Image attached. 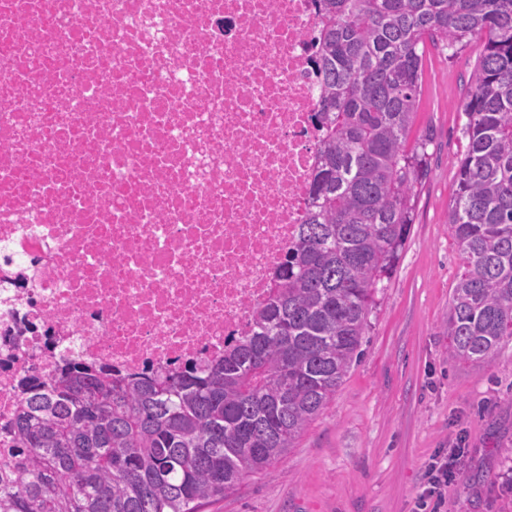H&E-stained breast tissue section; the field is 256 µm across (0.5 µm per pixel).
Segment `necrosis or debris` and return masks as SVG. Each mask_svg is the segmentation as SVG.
<instances>
[{"label":"necrosis or debris","mask_w":512,"mask_h":512,"mask_svg":"<svg viewBox=\"0 0 512 512\" xmlns=\"http://www.w3.org/2000/svg\"><path fill=\"white\" fill-rule=\"evenodd\" d=\"M317 0H0V479L30 378L222 356L309 207Z\"/></svg>","instance_id":"obj_1"}]
</instances>
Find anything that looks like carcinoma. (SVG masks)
Listing matches in <instances>:
<instances>
[{
	"instance_id": "cac0c4a2",
	"label": "carcinoma",
	"mask_w": 512,
	"mask_h": 512,
	"mask_svg": "<svg viewBox=\"0 0 512 512\" xmlns=\"http://www.w3.org/2000/svg\"><path fill=\"white\" fill-rule=\"evenodd\" d=\"M313 208L252 329L204 370L123 378L69 361L25 398L0 512H200L280 460L360 354L405 243L428 139L411 138L428 48L483 41L448 224L462 259L448 353L512 341V0H320Z\"/></svg>"
}]
</instances>
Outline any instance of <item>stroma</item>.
Wrapping results in <instances>:
<instances>
[{
    "instance_id": "35a3bbf8",
    "label": "stroma",
    "mask_w": 512,
    "mask_h": 512,
    "mask_svg": "<svg viewBox=\"0 0 512 512\" xmlns=\"http://www.w3.org/2000/svg\"><path fill=\"white\" fill-rule=\"evenodd\" d=\"M479 52L426 59L413 133L429 139L428 175L360 358L285 458L203 512H414L424 464L460 436L464 465L438 512H512V342L491 363L458 365L446 330L462 266L448 206Z\"/></svg>"
}]
</instances>
